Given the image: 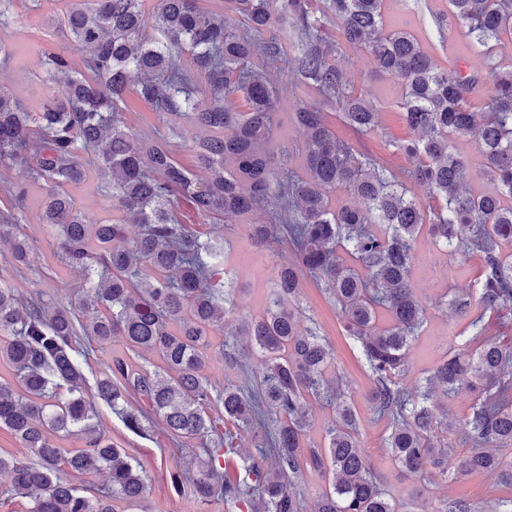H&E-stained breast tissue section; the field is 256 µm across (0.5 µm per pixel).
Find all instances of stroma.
<instances>
[{"label": "stroma", "mask_w": 512, "mask_h": 512, "mask_svg": "<svg viewBox=\"0 0 512 512\" xmlns=\"http://www.w3.org/2000/svg\"><path fill=\"white\" fill-rule=\"evenodd\" d=\"M30 2L7 0L5 4L9 21L0 23V43L10 49L11 55L6 59L0 58V88L24 105L35 107L58 93L57 86L42 80L41 61L44 55L60 53L77 63L84 52L60 23L63 14L76 6L79 0H39L40 8L36 11L30 10ZM447 11L448 0H417L414 33L442 66H452L451 54L456 50L461 51L470 65L483 66L484 59L470 47L464 26L452 24L443 40L435 34L432 15ZM336 64L355 87L371 92L379 112L378 126L368 135L357 136L332 108L326 111L328 124L337 138L361 140L371 152L386 155L393 168L402 169V158L386 154L384 149L387 140L409 135L400 115V88L390 78L375 74L370 57L361 50L342 46L336 56ZM269 70L280 97L274 125L275 155L278 161L299 172L303 169L300 152L303 133L293 120V103L299 98L312 102L316 96L312 90L298 83L288 61L270 64ZM127 103L123 120L130 132L138 136L162 135L170 141L177 161L191 171H198L199 164L192 149L198 134L194 125L182 118L153 112L132 95L128 96ZM68 192L94 222L112 224L121 220V210L96 178L73 185ZM43 200L41 189L32 188L26 209L15 228L16 233L28 236L34 244L38 253L36 261L30 267L17 269L13 267L9 253L0 251V278L22 294L39 292L46 300L65 304L73 300V290L83 283L84 277L60 263L57 239L40 221ZM224 255L234 280L242 288L234 318L258 315L265 305L266 283L275 266L292 257L288 244H280L272 253L260 252L240 232H228L224 235ZM479 276L478 258L459 260L453 263L447 275L433 280L421 292L427 322L407 354V371L403 378L406 388L423 382L432 374L447 349L461 344L459 332L463 322L449 305L443 304L442 298L472 291ZM301 308L304 315L313 320L332 351L335 370L344 380L347 399L359 413V440L375 474L389 496L402 504L405 512H441L445 502L460 498L473 504V512H512V489L504 486L495 474L463 475L453 467L444 474L432 468L419 473L396 468L381 446L384 426L374 421L369 409L372 382L362 354L352 340L343 336L338 310L324 289L310 280L304 282L301 290ZM98 410L105 432L113 442L125 448L150 477L149 489L138 504L118 500L113 504L114 512H198L197 503L188 494L178 491L171 481L176 461L170 455L172 443L163 425H155L150 437L141 438L129 432L106 404H99Z\"/></svg>", "instance_id": "1"}]
</instances>
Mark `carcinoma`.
Segmentation results:
<instances>
[{
	"label": "carcinoma",
	"mask_w": 512,
	"mask_h": 512,
	"mask_svg": "<svg viewBox=\"0 0 512 512\" xmlns=\"http://www.w3.org/2000/svg\"><path fill=\"white\" fill-rule=\"evenodd\" d=\"M224 0L236 25L200 0H86L61 18L85 55L78 69L48 54L43 81L59 96L29 109L0 88V167L20 168L28 183L0 182V241L13 263L36 259L31 243L5 229L18 224L29 188L45 192L42 223L55 230L62 262L83 273L89 288L70 305L25 296L0 279V363L16 384L0 382V429L26 454L0 456L11 477L5 494L26 500L25 512H114L148 490V475L101 427L95 399L142 438L162 420L178 456L174 481L202 505L224 503L238 512H303L289 489L307 467L325 487L315 512H401L374 474L359 443L356 408L326 373L332 354L315 327L302 324L303 280L324 288L339 310L341 330L360 348L373 387V418L385 424L383 448L409 472H445L451 446L440 408L462 384L474 393L462 425L469 451L462 473L494 471L512 486V346L484 336L485 319L512 304V69L496 56L512 43V0H449L451 19L467 28L486 73L444 68L408 23L385 30L401 0ZM336 23V39L328 25ZM346 44L366 52L374 69L400 84V109L411 136L390 141L402 156L399 173L376 154L336 137L325 106L366 134L378 112L371 94L350 86L335 56ZM204 73L196 90L183 53ZM293 55L301 81L318 100L299 101L293 119L304 133L306 176L277 165L271 148L279 99L255 60ZM154 112L184 118L201 134L194 152L203 174L185 168L169 141L141 139L123 121L127 95ZM242 95L246 109L231 106ZM474 134L494 182L475 193L466 182L454 138ZM93 166L112 188L125 222L95 224L76 208L67 187ZM427 191L418 202L407 186ZM348 200L333 205L336 191ZM192 204L205 224L237 225L255 249L288 242L294 259L274 268L263 312L232 332L249 339L256 360L235 349L224 363L241 379L209 386L203 375L210 336L224 331L240 288L224 269V237L201 239L175 210ZM256 210L267 220H250ZM138 225L130 237L127 224ZM427 236L445 253L477 256L483 274L476 294L454 299L470 334L436 366L423 389L402 383L406 355L426 320L416 290L427 281L414 247ZM121 336L140 357L159 356L150 370L115 356L89 385L76 358L82 341L106 345ZM334 409L321 448L306 445L309 397ZM224 408V434L210 414ZM254 433L257 459L238 470L235 439ZM82 440L62 448L56 440ZM106 471L93 488L82 476Z\"/></svg>",
	"instance_id": "carcinoma-1"
}]
</instances>
